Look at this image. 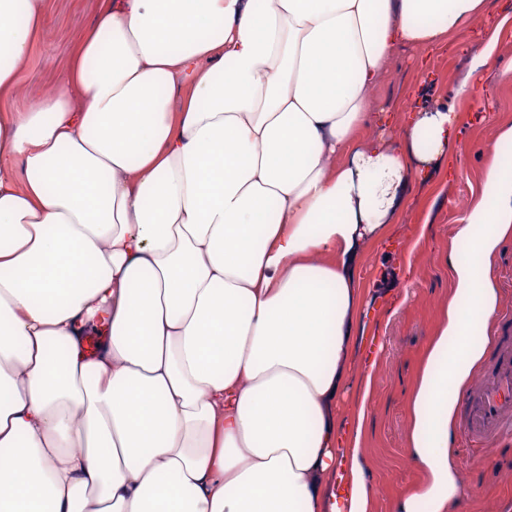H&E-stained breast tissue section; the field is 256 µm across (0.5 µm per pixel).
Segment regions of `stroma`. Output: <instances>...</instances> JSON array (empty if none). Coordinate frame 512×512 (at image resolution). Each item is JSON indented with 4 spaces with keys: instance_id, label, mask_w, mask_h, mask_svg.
I'll list each match as a JSON object with an SVG mask.
<instances>
[{
    "instance_id": "1",
    "label": "stroma",
    "mask_w": 512,
    "mask_h": 512,
    "mask_svg": "<svg viewBox=\"0 0 512 512\" xmlns=\"http://www.w3.org/2000/svg\"><path fill=\"white\" fill-rule=\"evenodd\" d=\"M50 3L45 32L18 67L17 92L0 102L1 109L20 111L34 96L67 88L69 60L91 27L99 0ZM493 29L498 44L483 70L489 102L482 109L456 105L455 85ZM371 95L391 113L452 105L459 115L453 164L412 168L395 223L354 266L355 282L370 305L336 414L350 416L362 390H369L363 465L378 490L373 512H394L397 496L422 478L407 444V407L423 349L453 286L452 261L465 253L453 245L454 226L464 215L459 204L479 196L491 152L512 151L497 140L498 127L512 125V0H487L485 27L440 48H400ZM366 370L372 373L368 383L362 378ZM450 446L469 489L456 512H512V436L481 450L457 437Z\"/></svg>"
}]
</instances>
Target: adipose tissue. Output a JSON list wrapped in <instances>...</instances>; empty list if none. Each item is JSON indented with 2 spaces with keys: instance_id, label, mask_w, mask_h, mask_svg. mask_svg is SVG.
I'll return each instance as SVG.
<instances>
[{
  "instance_id": "1",
  "label": "adipose tissue",
  "mask_w": 512,
  "mask_h": 512,
  "mask_svg": "<svg viewBox=\"0 0 512 512\" xmlns=\"http://www.w3.org/2000/svg\"><path fill=\"white\" fill-rule=\"evenodd\" d=\"M0 0V101L49 0ZM486 0H100L68 91L0 110V512H370L363 415L333 404L395 219L455 109L363 138L395 52L482 26ZM20 159L23 180L2 168ZM512 233L494 155L454 229L468 257L425 349L395 512H454L457 398ZM64 346L55 367L49 343Z\"/></svg>"
}]
</instances>
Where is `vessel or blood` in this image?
<instances>
[{"label":"vessel or blood","instance_id":"1","mask_svg":"<svg viewBox=\"0 0 512 512\" xmlns=\"http://www.w3.org/2000/svg\"><path fill=\"white\" fill-rule=\"evenodd\" d=\"M504 326L494 343L492 368L483 373L473 388L463 390L458 398L461 408L459 428L463 436L478 447L512 434V310L498 313Z\"/></svg>","mask_w":512,"mask_h":512}]
</instances>
